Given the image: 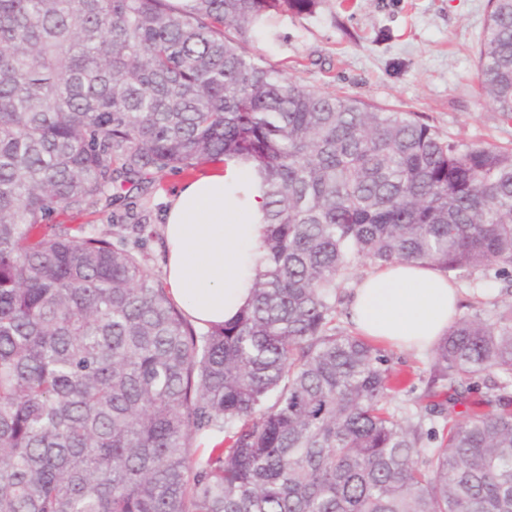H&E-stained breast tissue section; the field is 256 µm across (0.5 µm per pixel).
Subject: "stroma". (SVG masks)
Instances as JSON below:
<instances>
[{
	"instance_id": "stroma-1",
	"label": "stroma",
	"mask_w": 512,
	"mask_h": 512,
	"mask_svg": "<svg viewBox=\"0 0 512 512\" xmlns=\"http://www.w3.org/2000/svg\"><path fill=\"white\" fill-rule=\"evenodd\" d=\"M487 12L488 0H319L310 14L263 18L246 50L306 89L416 113L443 140L512 148V121H503L477 84L475 54ZM182 179L165 172L122 192L88 222L108 236L115 216L148 215L153 235L130 234L125 243L162 272L160 230ZM455 285L464 317L507 300L498 281L459 279Z\"/></svg>"
}]
</instances>
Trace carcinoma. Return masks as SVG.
<instances>
[{
    "label": "carcinoma",
    "mask_w": 512,
    "mask_h": 512,
    "mask_svg": "<svg viewBox=\"0 0 512 512\" xmlns=\"http://www.w3.org/2000/svg\"><path fill=\"white\" fill-rule=\"evenodd\" d=\"M316 2L0 0V512H512V301L448 328L415 411L336 326L362 263L512 280V151L244 50ZM477 70L512 121V0H489ZM226 160L253 165L266 255L222 325L53 222Z\"/></svg>",
    "instance_id": "1"
}]
</instances>
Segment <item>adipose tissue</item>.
<instances>
[{
	"label": "adipose tissue",
	"mask_w": 512,
	"mask_h": 512,
	"mask_svg": "<svg viewBox=\"0 0 512 512\" xmlns=\"http://www.w3.org/2000/svg\"><path fill=\"white\" fill-rule=\"evenodd\" d=\"M250 166L228 161L182 182L164 214L165 281L199 326L236 317L251 296L261 263L263 204ZM349 317L365 336L425 350L457 316V292L421 263H396L366 274L348 297Z\"/></svg>",
	"instance_id": "ef3b65f1"
}]
</instances>
